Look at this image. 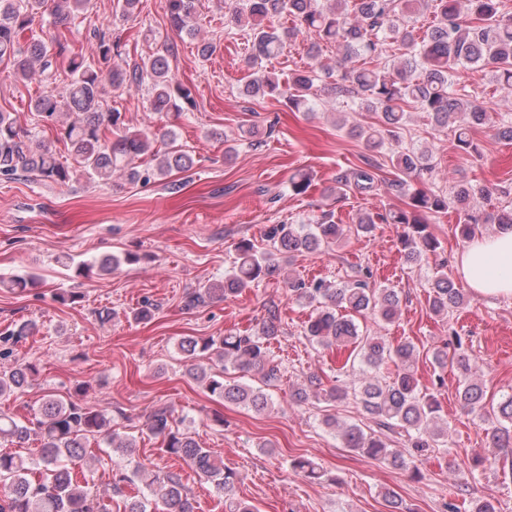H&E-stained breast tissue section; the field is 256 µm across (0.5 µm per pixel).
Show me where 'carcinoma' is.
I'll list each match as a JSON object with an SVG mask.
<instances>
[{
    "mask_svg": "<svg viewBox=\"0 0 512 512\" xmlns=\"http://www.w3.org/2000/svg\"><path fill=\"white\" fill-rule=\"evenodd\" d=\"M48 0H0V61L10 65L14 79L26 81L39 73L56 79L53 56L70 53L67 78L61 86L44 85L30 103L32 111L57 126L62 141L74 161L68 165L44 144H35L29 130L17 124L9 112L0 111V177L12 180L26 173L41 181L68 184L81 176L98 184L109 183L119 172L134 183L165 179L172 171H188L193 159L176 145L171 131L162 133L165 149L155 152L156 163L142 172L134 160L151 151L156 134L151 131L121 130V112L103 107L105 88L123 90L145 87L153 112H191L196 100L191 87L176 80L168 56L156 51L140 60H131L109 29L95 28L92 36L96 52L91 57L69 52L68 44L55 36L46 41L33 39L27 48L18 45L20 34L29 29L34 15L43 12ZM91 0H54L51 16L54 25L74 24L89 10ZM433 9V23L426 30L416 27L423 8ZM165 16L170 27L181 34H197L194 0H165ZM288 16L289 27L267 26L270 17ZM232 22L247 30L251 51L246 59L250 70L242 94L250 99L282 98L297 110L309 107L317 97L319 84L330 79L334 69L312 55L313 63L296 70L283 81L265 69L262 62L281 53L288 42L304 34L316 44L336 48L340 63L336 75L340 83L336 94L368 112L380 114L375 125H352L348 134L362 139L378 153L388 152L398 172L396 185L405 188L409 179L428 170L430 157L402 146L399 130L405 123V108L414 107L427 114L435 127L451 128L455 147L466 154L478 153L471 136L479 127H498V133L512 136V122L491 111L459 82L460 69H489L501 85L512 87V14L503 11L501 0H235ZM360 61L357 66L347 63ZM376 164L356 168L330 188L340 193L352 185L369 192L376 180ZM475 190L468 184H456L450 194L414 189L407 191L406 207L383 213H366L354 227L357 235H372L379 223L399 224L402 233L399 251L409 263L419 264L437 256L439 242L428 232L429 218L455 207L463 218L457 230L463 240L473 236L475 226L466 214ZM344 227L332 214L322 213L313 224H273L265 238L269 248L259 251L249 239L236 246L232 273L224 283L200 288L184 299V309L193 310L211 299H226L263 280L281 275L283 263L296 253H313L345 241ZM120 265L115 257L79 262L76 271L88 276L93 271L110 272ZM372 274L359 269L356 278L333 283L325 279L307 282L290 277L289 294L315 306V314L304 328L305 336L324 348L348 351L346 362L359 366V378L353 387L321 388L311 380L294 392L302 404L315 398L340 403L349 398L370 416L378 430L366 432L357 424L341 425L336 416L326 414L322 423L345 447L380 463L407 469L410 461L388 447V435L398 434L413 441L415 448H436L445 442L448 428L440 424V404L434 394L422 391L415 376L416 345L409 339L396 344L382 336L359 331L355 316L367 315L385 323L395 322L400 298L393 288H371ZM466 302L463 289L445 272L431 283L428 307L440 317ZM35 324L23 321L0 336V359H9L14 347L33 333ZM280 333L276 316L271 315L259 327L243 333H229L219 338L186 336L179 350L190 361L189 376L204 385L210 395L248 411L265 412L273 402L266 392L281 382L282 370L275 360L271 343ZM462 338L456 335L434 355L441 370L455 366L460 374L457 399L461 407L488 422L487 435L494 448L512 447V393L502 395L497 406L486 409L484 389L472 372L470 358L460 353ZM201 356L216 357L223 364L217 374L195 363ZM392 365L395 376L384 381L380 371ZM256 374L262 386L231 382L224 371ZM37 366L18 363L0 368V398H9L25 389ZM36 421H22L0 413V439L19 448L31 437H38L37 457L0 453V512H111L103 497L88 489L85 475L75 471L87 457V443L98 439L114 453L131 456L134 440L112 432L104 413L94 411L69 399H46ZM149 431L162 438L164 452L191 463L197 473L218 492L226 494L228 512H256L245 501L229 497L235 473L213 451L202 447L186 433L173 429V412L167 406L151 412ZM145 472H115L110 484L116 494L135 484ZM149 495L136 494L124 502V512H152V502L159 500L167 512H195V500L181 480L173 474L155 472L147 478Z\"/></svg>",
    "mask_w": 512,
    "mask_h": 512,
    "instance_id": "carcinoma-1",
    "label": "carcinoma"
}]
</instances>
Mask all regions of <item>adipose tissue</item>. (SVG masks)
<instances>
[{
  "label": "adipose tissue",
  "instance_id": "ef3b65f1",
  "mask_svg": "<svg viewBox=\"0 0 512 512\" xmlns=\"http://www.w3.org/2000/svg\"><path fill=\"white\" fill-rule=\"evenodd\" d=\"M457 269L475 296L512 297V229L472 240L459 254Z\"/></svg>",
  "mask_w": 512,
  "mask_h": 512
}]
</instances>
